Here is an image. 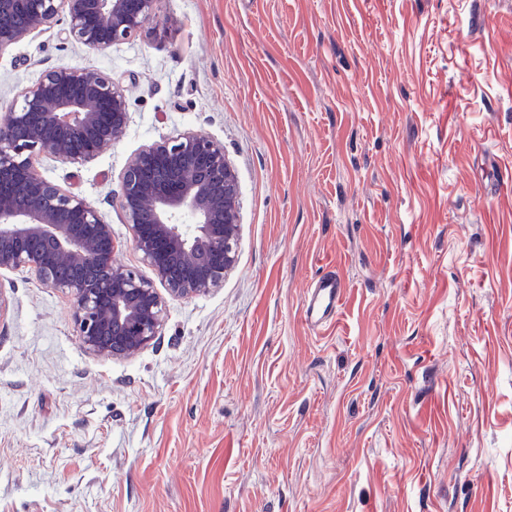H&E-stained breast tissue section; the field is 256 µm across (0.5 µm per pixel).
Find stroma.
Segmentation results:
<instances>
[{
  "label": "stroma",
  "mask_w": 512,
  "mask_h": 512,
  "mask_svg": "<svg viewBox=\"0 0 512 512\" xmlns=\"http://www.w3.org/2000/svg\"><path fill=\"white\" fill-rule=\"evenodd\" d=\"M64 64L112 74L126 130L35 164L115 261L152 278L120 175L188 129L237 173L238 260L115 359L0 272V512H512V0H157L105 50L62 18L0 52V116ZM345 294V286L340 276L327 272L308 286L304 298L301 317L313 329L330 325L337 317Z\"/></svg>",
  "instance_id": "35a3bbf8"
}]
</instances>
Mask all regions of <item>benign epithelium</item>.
Wrapping results in <instances>:
<instances>
[{
	"mask_svg": "<svg viewBox=\"0 0 512 512\" xmlns=\"http://www.w3.org/2000/svg\"><path fill=\"white\" fill-rule=\"evenodd\" d=\"M156 0H0V51L68 17V35L108 48L138 35ZM22 17L23 23L15 22ZM124 90L98 69L62 65L24 87L0 123V271L28 269L71 300L89 353L133 357L163 323L165 302L224 284L237 260L239 186L224 145L194 130L145 147L126 164L120 206L150 281L113 261L112 225L33 163L48 153L83 166L119 140ZM192 223H184L185 217Z\"/></svg>",
	"mask_w": 512,
	"mask_h": 512,
	"instance_id": "7a95c632",
	"label": "benign epithelium"
}]
</instances>
